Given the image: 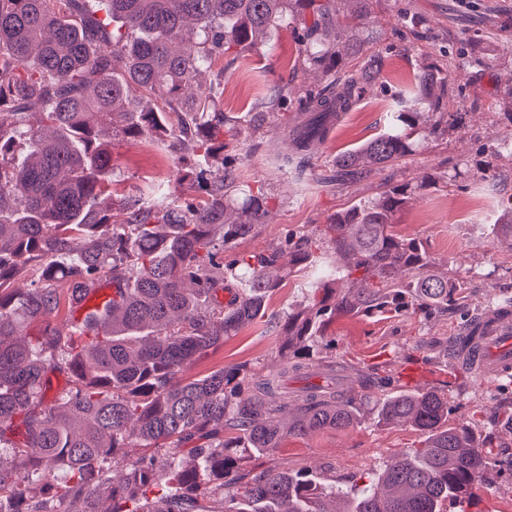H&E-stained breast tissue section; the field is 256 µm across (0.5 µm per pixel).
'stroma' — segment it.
Wrapping results in <instances>:
<instances>
[{"mask_svg":"<svg viewBox=\"0 0 512 512\" xmlns=\"http://www.w3.org/2000/svg\"><path fill=\"white\" fill-rule=\"evenodd\" d=\"M404 14L427 18L424 39L395 35ZM492 15L506 25V32L471 42V32ZM361 38L364 54L380 53L383 78L342 117L328 139L313 147L309 155L313 175L305 180L277 170L273 163L274 154L285 148L280 112L270 113L259 135L246 123L247 113L258 109L273 86L323 83L321 72L302 65L297 27L275 30L258 47L231 49L203 74L202 86H214L216 102L233 129L225 153L235 158L238 179L263 188L272 199L266 224L257 227L241 247L274 248L286 233L310 234L352 202L371 199L387 181L440 176L454 163L464 162L461 178L417 191L395 222L398 234L423 240L438 273L462 283L468 294L465 315L335 319L327 325L311 365L337 369L341 389L364 402L370 394L360 388L357 375L374 366L381 374L402 376L409 385L444 391L452 407V426L468 431L475 441L492 439L499 445L497 461L470 512H512V384L502 378L479 380L456 366L451 351L453 338L470 320L499 304L512 303V247L497 240L490 222L499 196L512 194V158L498 159L502 177L495 181L480 166L492 144L512 139V0H374L372 23ZM464 53L484 55L490 64L449 84L439 104L440 111L449 115L442 134L430 136L398 165L359 181L329 187L316 182V175L332 174L337 154L384 131L394 98L410 87L422 66L450 69ZM112 168L113 210H120L126 195L151 183L161 184L172 198L187 194L172 158L150 135L117 142ZM284 345V337L254 324L195 360L183 376L195 379L224 367H238L248 374L276 369L284 362ZM419 439L410 425H379L366 415L346 430L287 439L273 452L242 451V465L310 470L322 482L353 493L360 488L363 473L382 469L395 454L417 447Z\"/></svg>","mask_w":512,"mask_h":512,"instance_id":"1","label":"stroma"}]
</instances>
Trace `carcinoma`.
Wrapping results in <instances>:
<instances>
[{"label": "carcinoma", "instance_id": "obj_1", "mask_svg": "<svg viewBox=\"0 0 512 512\" xmlns=\"http://www.w3.org/2000/svg\"><path fill=\"white\" fill-rule=\"evenodd\" d=\"M351 4L337 9V2ZM0 0V512H198L199 497L218 512H335L329 487L310 471L242 468L235 448L274 451L289 436L345 430L358 420L356 398L309 382L290 398L288 372L338 317L428 318L464 306L455 279L438 275L423 243L394 230L397 212L434 182H389L374 198L336 213L318 232L288 236L268 252L234 250L267 222L270 197L243 188L226 164L229 129L214 90L198 76L235 46H258L278 27L303 22L304 67L325 73L322 87L276 86L271 102L309 113L294 118L289 152L279 167L298 176L307 149L322 141L330 115L348 112L379 79V57L342 70L361 50L372 0ZM486 66L472 54L457 74ZM448 90L432 66L415 75L388 114L386 131L336 156V181L364 177L416 152L426 110ZM112 119L105 140L99 118ZM149 133L180 164L192 194L169 199L153 186L125 198L111 214L112 146ZM498 226L512 245V195L500 202ZM288 257L287 275L304 277L306 306L268 312L280 279L267 271ZM33 273L34 287L11 288ZM112 284V301L63 332L51 325L94 287ZM39 323V330L22 335ZM265 322L288 336L298 356L277 373L222 368L186 380L184 368L234 336ZM63 371L68 387L46 404L48 373ZM292 410L288 423L279 415ZM377 422H406L423 438L371 474L342 512H467L494 461L448 426V398L382 378L371 399ZM137 442L163 449L139 459L112 485L119 448ZM66 478L63 497L55 475Z\"/></svg>", "mask_w": 512, "mask_h": 512}]
</instances>
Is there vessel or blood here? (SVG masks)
<instances>
[{
    "instance_id": "vessel-or-blood-1",
    "label": "vessel or blood",
    "mask_w": 512,
    "mask_h": 512,
    "mask_svg": "<svg viewBox=\"0 0 512 512\" xmlns=\"http://www.w3.org/2000/svg\"><path fill=\"white\" fill-rule=\"evenodd\" d=\"M112 298L111 285L95 287L75 311V324H82L86 313ZM457 364L479 379L492 380L512 374V307L490 310L477 318L472 330L464 332L452 347Z\"/></svg>"
}]
</instances>
